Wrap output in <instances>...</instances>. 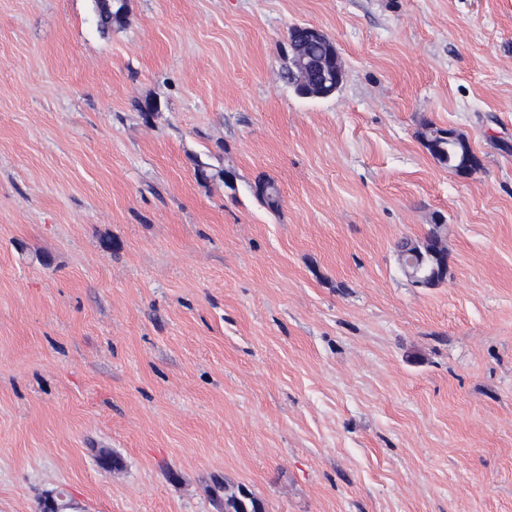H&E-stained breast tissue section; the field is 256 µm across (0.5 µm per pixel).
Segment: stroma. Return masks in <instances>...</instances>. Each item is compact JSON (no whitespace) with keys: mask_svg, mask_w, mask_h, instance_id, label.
I'll use <instances>...</instances> for the list:
<instances>
[{"mask_svg":"<svg viewBox=\"0 0 512 512\" xmlns=\"http://www.w3.org/2000/svg\"><path fill=\"white\" fill-rule=\"evenodd\" d=\"M296 24L333 95L284 80ZM438 221L419 288L395 244ZM219 480L512 512V0H0V512H224ZM99 1L102 0H95L98 24L101 29H111L112 23H120L123 20L126 9L124 0H110L108 6L100 4ZM308 29L312 37L326 38V34L316 27L310 26ZM296 48L299 55L306 56L311 59L308 63V69L317 80L323 84H332L335 81L336 71L333 68L326 66L322 60L313 59L325 56L336 50V44L332 39L326 38L319 41H299L296 44ZM330 62L335 69H342L337 50L335 56L330 59ZM442 135H438V134ZM447 132L431 124H425L419 137L424 147L431 156L443 167L448 168L456 174L457 169L463 161V152L454 140H448Z\"/></svg>","mask_w":512,"mask_h":512,"instance_id":"obj_1","label":"stroma"}]
</instances>
